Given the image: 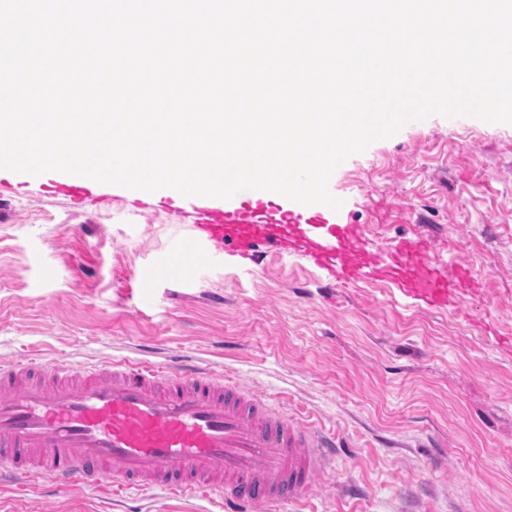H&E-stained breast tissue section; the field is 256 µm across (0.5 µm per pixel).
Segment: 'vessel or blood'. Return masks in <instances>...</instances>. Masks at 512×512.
Wrapping results in <instances>:
<instances>
[{"label": "vessel or blood", "instance_id": "obj_1", "mask_svg": "<svg viewBox=\"0 0 512 512\" xmlns=\"http://www.w3.org/2000/svg\"><path fill=\"white\" fill-rule=\"evenodd\" d=\"M252 196L251 205L222 208L197 198L199 240L245 255L262 245L297 253L344 282L384 281L428 306L447 303L453 285L426 243L403 239L384 253L368 245L364 225L328 223L326 205L279 213L265 192ZM335 446L308 419L185 360L29 356L0 365V481L45 477L60 492L156 488L228 512L257 504L300 512Z\"/></svg>", "mask_w": 512, "mask_h": 512}]
</instances>
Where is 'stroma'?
<instances>
[{"mask_svg": "<svg viewBox=\"0 0 512 512\" xmlns=\"http://www.w3.org/2000/svg\"><path fill=\"white\" fill-rule=\"evenodd\" d=\"M343 218L380 251L427 241L475 284L429 310L300 255L198 241L182 197L75 202L0 169V362L188 355L336 438L308 512H512V124L433 115L346 159ZM181 243L178 276L166 268ZM0 512H222L152 489L0 487Z\"/></svg>", "mask_w": 512, "mask_h": 512, "instance_id": "1", "label": "stroma"}]
</instances>
